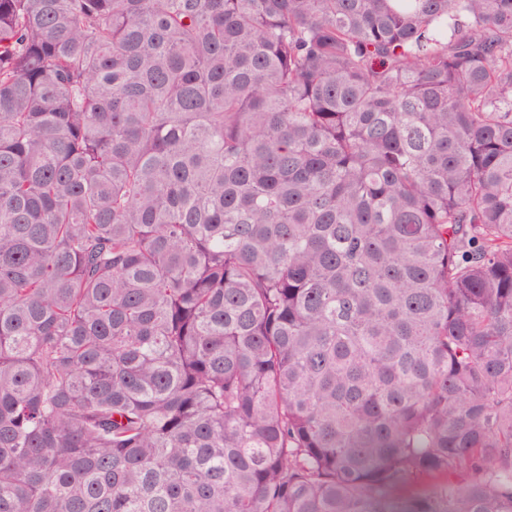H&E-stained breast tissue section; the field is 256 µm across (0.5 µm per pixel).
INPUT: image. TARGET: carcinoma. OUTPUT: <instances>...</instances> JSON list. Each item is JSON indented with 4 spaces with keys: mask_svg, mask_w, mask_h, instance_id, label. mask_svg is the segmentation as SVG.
<instances>
[{
    "mask_svg": "<svg viewBox=\"0 0 512 512\" xmlns=\"http://www.w3.org/2000/svg\"><path fill=\"white\" fill-rule=\"evenodd\" d=\"M0 512H512V0H0Z\"/></svg>",
    "mask_w": 512,
    "mask_h": 512,
    "instance_id": "obj_1",
    "label": "carcinoma"
}]
</instances>
